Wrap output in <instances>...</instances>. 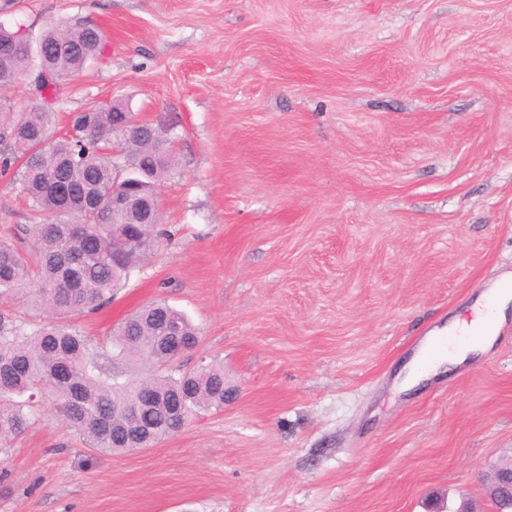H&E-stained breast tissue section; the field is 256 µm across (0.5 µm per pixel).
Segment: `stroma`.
Instances as JSON below:
<instances>
[{
    "label": "stroma",
    "instance_id": "obj_1",
    "mask_svg": "<svg viewBox=\"0 0 512 512\" xmlns=\"http://www.w3.org/2000/svg\"><path fill=\"white\" fill-rule=\"evenodd\" d=\"M0 25L100 30L51 128L123 104L174 142L167 234L101 310L166 301L224 366V407L100 455L38 398L0 444V512H491L512 461V318L404 391L420 337L512 274V0H0ZM0 174V241L33 215ZM35 287L0 321H51Z\"/></svg>",
    "mask_w": 512,
    "mask_h": 512
}]
</instances>
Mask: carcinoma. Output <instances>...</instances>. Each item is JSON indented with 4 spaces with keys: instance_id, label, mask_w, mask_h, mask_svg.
<instances>
[{
    "instance_id": "obj_1",
    "label": "carcinoma",
    "mask_w": 512,
    "mask_h": 512,
    "mask_svg": "<svg viewBox=\"0 0 512 512\" xmlns=\"http://www.w3.org/2000/svg\"><path fill=\"white\" fill-rule=\"evenodd\" d=\"M38 41L54 71L75 73L101 52V35L90 26L46 29ZM50 108L8 112L0 129V171L20 165L22 190L35 215L64 207L77 223L22 224L15 233L33 239L34 251L0 243V297L38 277L46 307L62 317L80 316L112 301V290L127 278L137 256L155 243L153 224H125L138 239L129 247L112 237V213L92 210L91 196L112 186L115 165L106 149L118 137L139 152L129 172L144 191L158 196L175 166L173 143L156 137L153 126L115 128L112 109L97 112L88 129L51 139ZM68 185L67 201L52 189ZM199 331L164 301L128 316L112 332L111 350H93L90 339L63 323L28 333L0 329V441L21 434L28 408L45 391L61 400L63 421L84 444L102 455L146 448L175 433L200 411L224 407V366L210 363L181 373L176 363L195 347Z\"/></svg>"
}]
</instances>
